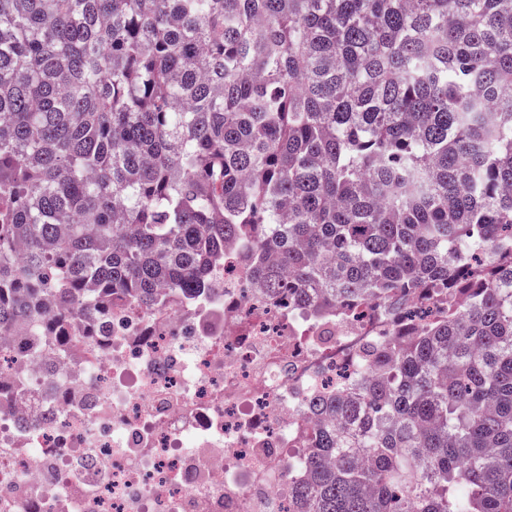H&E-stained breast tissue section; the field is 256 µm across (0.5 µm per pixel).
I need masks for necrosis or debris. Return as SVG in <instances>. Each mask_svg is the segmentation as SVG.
Instances as JSON below:
<instances>
[{
	"label": "necrosis or debris",
	"instance_id": "obj_1",
	"mask_svg": "<svg viewBox=\"0 0 512 512\" xmlns=\"http://www.w3.org/2000/svg\"><path fill=\"white\" fill-rule=\"evenodd\" d=\"M396 323L269 303L232 248L206 298L113 304L77 353L0 338V512H288L310 396L361 383Z\"/></svg>",
	"mask_w": 512,
	"mask_h": 512
}]
</instances>
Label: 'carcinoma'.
<instances>
[{
	"label": "carcinoma",
	"instance_id": "cac0c4a2",
	"mask_svg": "<svg viewBox=\"0 0 512 512\" xmlns=\"http://www.w3.org/2000/svg\"><path fill=\"white\" fill-rule=\"evenodd\" d=\"M313 318L433 295L311 399L293 512H512V0H0V336L224 248Z\"/></svg>",
	"mask_w": 512,
	"mask_h": 512
}]
</instances>
